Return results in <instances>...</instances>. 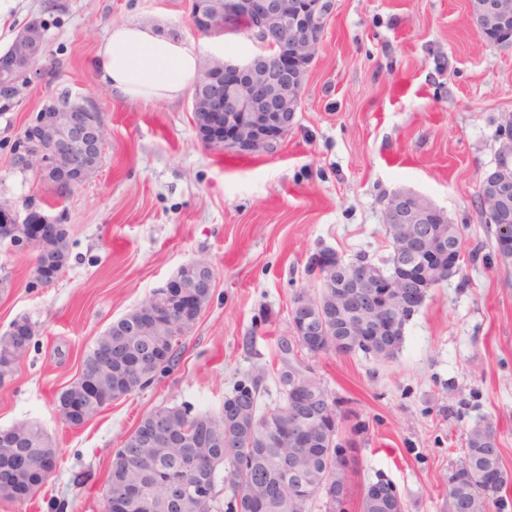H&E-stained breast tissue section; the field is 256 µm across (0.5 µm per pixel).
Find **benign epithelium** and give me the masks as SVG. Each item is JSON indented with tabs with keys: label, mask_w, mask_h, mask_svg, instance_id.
<instances>
[{
	"label": "benign epithelium",
	"mask_w": 512,
	"mask_h": 512,
	"mask_svg": "<svg viewBox=\"0 0 512 512\" xmlns=\"http://www.w3.org/2000/svg\"><path fill=\"white\" fill-rule=\"evenodd\" d=\"M333 0H189L194 30L206 36L239 32L237 21L248 20L246 33L258 52L243 58L208 57L195 82L193 105H201L198 132L205 143L224 151L268 154L292 128L300 106L304 79L315 60L317 49L332 11ZM469 9L479 31L497 42H512V0H469ZM23 51L0 54V86L9 85L19 72H28L45 52V35L39 20L28 22L16 35ZM98 110L78 99L51 102L36 113L16 139L14 162L20 167L36 166L45 180H67L74 190L98 171L99 160L91 157L90 146L103 143V125ZM502 147L492 173L482 180L478 197L482 219L494 224L502 206L512 195V124L501 133ZM435 205L423 196L400 190L385 208L384 230L395 239L392 268L385 271L368 263L358 275L336 279L333 274L344 260L336 251L323 249L313 255V275L336 291L339 306L358 317L364 335L373 333L377 315L396 305L387 322L396 327L414 313L411 289L426 283L434 274L457 269L459 252L448 247L447 237L432 228ZM62 220L37 211L29 213L27 226L14 218L13 207L0 205V239H18L14 246L46 248ZM175 276L185 291L172 298L163 285L159 301L151 308L146 329L165 324L175 309L201 317L198 290L214 288L212 269L202 263L182 265ZM308 307L304 294H297L289 317L296 348L308 347L316 334L303 315ZM310 368L291 374L292 406L314 417L326 416L329 400L307 384Z\"/></svg>",
	"instance_id": "1"
}]
</instances>
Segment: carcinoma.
Here are the masks:
<instances>
[{
	"instance_id": "1",
	"label": "carcinoma",
	"mask_w": 512,
	"mask_h": 512,
	"mask_svg": "<svg viewBox=\"0 0 512 512\" xmlns=\"http://www.w3.org/2000/svg\"><path fill=\"white\" fill-rule=\"evenodd\" d=\"M71 240L63 232L55 248L47 251V260L60 266L68 262ZM329 289L305 290L309 303L322 310L321 321L332 345L321 342L310 355L353 354L362 352L380 361L395 358L403 337L381 333L364 344L359 328L338 316L336 297ZM150 300L113 322L84 353L83 374L60 394L57 410L67 419L65 397L83 389L92 390L84 417L90 420L103 411L102 403H112L146 387V383L167 374L179 361L184 340L194 329L177 317L157 328L152 336H139L132 329L146 320ZM36 335L35 326L26 318L16 319L0 335V383L11 376L17 363L25 358ZM288 372L278 374L281 401L272 408L259 404L260 383L257 378L237 381L231 395H251L245 425L229 426L225 415L195 411L186 405L159 406L144 415L135 429L112 455L105 484L104 498L112 506L108 512H310L315 500L325 499L327 512H346L336 508V499L328 493L336 483L351 481L354 469L336 465V447L319 432L322 424L307 418L294 429L313 439L307 447L294 444L288 436V421L281 415L285 407L284 383ZM337 424L327 426L336 439L347 440L348 447L362 445L366 429L340 427L341 410L333 411ZM165 416L182 429L187 425L204 428V435L194 448L174 444L143 445V436L153 421ZM276 430L280 438L268 441L264 432ZM58 448L38 423L21 422L0 430V499L22 501L37 493L48 481L57 465ZM292 464L304 474L300 490L285 482L283 468ZM461 479L448 486L450 503L468 512H489L498 507L473 498L476 487L489 485L496 493L512 485V473L502 462L497 432L490 424L473 427L465 441L458 464ZM204 482L208 489L203 499L178 498V489ZM374 485L364 486L359 497V512H405L404 503L394 509L384 499L372 498Z\"/></svg>"
}]
</instances>
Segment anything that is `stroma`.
<instances>
[{"label": "stroma", "instance_id": "obj_1", "mask_svg": "<svg viewBox=\"0 0 512 512\" xmlns=\"http://www.w3.org/2000/svg\"><path fill=\"white\" fill-rule=\"evenodd\" d=\"M45 27L41 73L0 95V203L48 202L67 224L69 261L51 286L33 288L31 249L0 245V334L25 317L37 333L0 383V429L36 422L59 450L48 483L0 512H105L116 448L159 406L218 415L235 382L257 377L260 402L280 400L279 343L290 335L293 294L313 289L309 256L381 263L387 199H430L463 236L459 271L431 289L395 359L357 354L308 358L313 375L366 423L354 489L387 475L406 512H449L448 477L466 435L494 423L512 472V263L494 261L495 239L477 194L512 120V45L487 41L469 0H334L294 124L276 150L245 155L208 147L192 96L145 103L105 86L96 56L112 25L244 58L245 35L196 32L188 0H0V52L31 19ZM103 113V164L66 200L15 166L16 138L62 93ZM210 261L213 297L173 371L73 428L56 413L85 350L183 264Z\"/></svg>", "mask_w": 512, "mask_h": 512}]
</instances>
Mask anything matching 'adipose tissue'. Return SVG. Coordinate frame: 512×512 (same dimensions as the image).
<instances>
[{
	"instance_id": "ef3b65f1",
	"label": "adipose tissue",
	"mask_w": 512,
	"mask_h": 512,
	"mask_svg": "<svg viewBox=\"0 0 512 512\" xmlns=\"http://www.w3.org/2000/svg\"><path fill=\"white\" fill-rule=\"evenodd\" d=\"M200 54L199 46L140 24H116L98 52L99 77L133 100H174L192 85Z\"/></svg>"
}]
</instances>
